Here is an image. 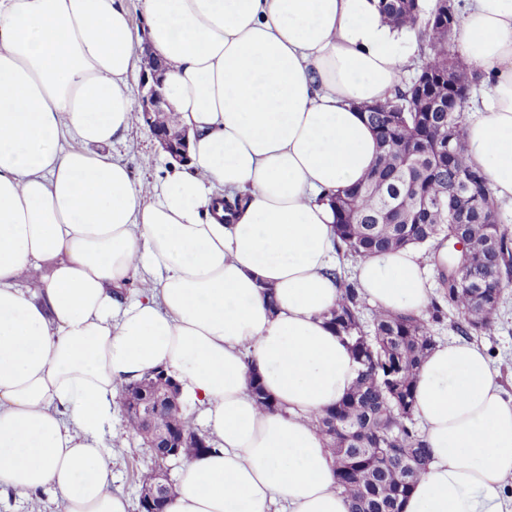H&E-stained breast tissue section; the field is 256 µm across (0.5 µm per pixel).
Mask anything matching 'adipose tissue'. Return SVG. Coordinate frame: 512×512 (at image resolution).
<instances>
[{"label":"adipose tissue","instance_id":"adipose-tissue-1","mask_svg":"<svg viewBox=\"0 0 512 512\" xmlns=\"http://www.w3.org/2000/svg\"><path fill=\"white\" fill-rule=\"evenodd\" d=\"M141 2L143 30L122 0H0V489L129 512L103 441L118 385L160 369L215 437L184 459L167 512H348L310 424L357 376L325 319L340 289L323 197L375 161L361 107L401 85L414 33L376 0ZM454 42L482 75L466 157L512 202V0H466ZM146 45L190 139L159 183L114 149ZM430 260L409 245L353 272L372 307L422 317ZM414 414L430 462L402 512H504L512 394L485 346L436 344Z\"/></svg>","mask_w":512,"mask_h":512}]
</instances>
